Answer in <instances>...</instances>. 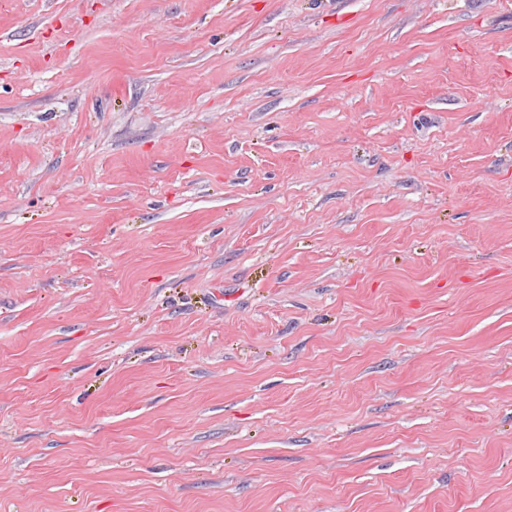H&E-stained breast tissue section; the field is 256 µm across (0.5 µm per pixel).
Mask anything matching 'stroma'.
I'll list each match as a JSON object with an SVG mask.
<instances>
[{"label": "stroma", "instance_id": "35a3bbf8", "mask_svg": "<svg viewBox=\"0 0 512 512\" xmlns=\"http://www.w3.org/2000/svg\"><path fill=\"white\" fill-rule=\"evenodd\" d=\"M0 512H512V0H0Z\"/></svg>", "mask_w": 512, "mask_h": 512}]
</instances>
